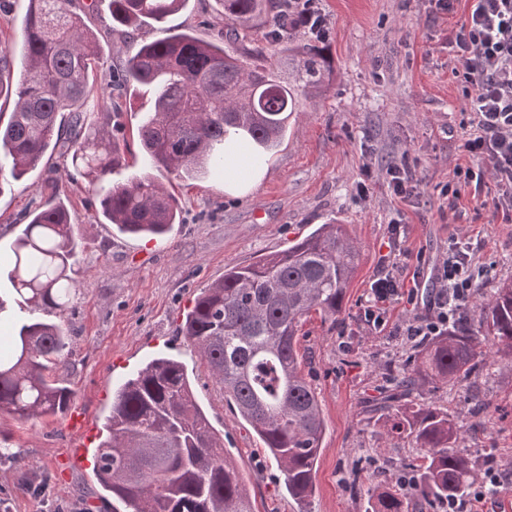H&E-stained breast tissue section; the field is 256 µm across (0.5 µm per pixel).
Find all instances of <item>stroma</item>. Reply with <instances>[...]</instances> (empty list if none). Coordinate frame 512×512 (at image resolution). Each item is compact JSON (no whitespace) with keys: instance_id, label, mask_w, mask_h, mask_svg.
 <instances>
[{"instance_id":"35a3bbf8","label":"stroma","mask_w":512,"mask_h":512,"mask_svg":"<svg viewBox=\"0 0 512 512\" xmlns=\"http://www.w3.org/2000/svg\"><path fill=\"white\" fill-rule=\"evenodd\" d=\"M327 20L321 48L328 76L315 93L301 97L281 146L266 156L263 174L240 195L224 180L182 178L164 171L156 179L178 200L180 222L162 238H134L101 216L99 200L109 186L150 170L138 128L153 97H113L91 113L92 127L112 133L116 162L104 181L93 182L73 167L65 143L50 149L22 182L0 191V335H10L28 310L20 309L6 276L13 245L35 208L63 204L79 244L73 276L75 297L60 316L72 336L60 370L94 425H102L112 392L150 358L182 362L195 399L224 439L227 460L242 474L253 512H300L276 460L205 371L197 350L182 336L186 308L225 267L247 265L286 250L317 225H346L361 250V266L338 321L318 313L304 317L298 351L304 377L316 389L325 422L314 477L312 512H364V495L350 491L352 471L368 476L389 460H412L405 439L382 434L369 411L379 404L397 369L414 366L412 341L397 327L424 313L420 303L394 299L383 306L385 325L368 331L363 312L378 262L387 251L388 225L401 222L400 268L423 266L433 277L448 241L469 239L473 260L487 268L475 290L490 296L512 280V221L493 207L494 183L482 188L458 181L456 167L474 165L464 151L467 100L452 73L448 34L465 21L470 5L454 12L434 0H316ZM97 38L100 53L119 65L132 41L112 26L106 0H76ZM21 5L0 8V46L9 48V77L22 74ZM216 0H187L183 10L139 34L154 40L188 31L205 41L223 39ZM414 169L421 179L408 197L394 194L382 171L390 162ZM369 194L360 198L359 181ZM455 185L456 195L445 192ZM482 371L468 385L423 383L418 401H432L454 415L464 433L461 450L512 469V359L483 349ZM490 401L474 411L475 398ZM0 435L18 462L0 463V499L7 512H112V496L92 469L67 476L56 469L68 435L61 417L20 420L0 414Z\"/></svg>"}]
</instances>
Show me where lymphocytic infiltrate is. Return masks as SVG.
Returning <instances> with one entry per match:
<instances>
[{"label":"lymphocytic infiltrate","instance_id":"obj_1","mask_svg":"<svg viewBox=\"0 0 512 512\" xmlns=\"http://www.w3.org/2000/svg\"><path fill=\"white\" fill-rule=\"evenodd\" d=\"M470 14L448 36L453 73L469 102L468 136L464 147L477 157V168H461L464 182L493 178L499 189L498 210L512 211V0H472ZM476 277L471 269L469 243L454 240L435 279V295L427 313L406 322L405 335L437 336L448 330L458 310L470 299ZM404 284L397 264L384 257L373 279L364 317L378 328L385 319L379 305L399 295Z\"/></svg>","mask_w":512,"mask_h":512}]
</instances>
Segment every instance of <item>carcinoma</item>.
<instances>
[{
  "label": "carcinoma",
  "instance_id": "1",
  "mask_svg": "<svg viewBox=\"0 0 512 512\" xmlns=\"http://www.w3.org/2000/svg\"><path fill=\"white\" fill-rule=\"evenodd\" d=\"M25 71L18 84L0 81L14 108L0 124V186L36 168L62 131L73 132L71 158L94 180L113 166L112 134L85 127L83 108L95 98L98 72L112 70L100 56L74 0H24ZM186 0H109L112 21L132 31L142 21L164 22ZM224 21L248 30L263 19L293 41L277 0H217ZM294 79L283 81L260 52L245 54L188 33L143 40L122 64L126 82L154 93V111L139 128L143 152L168 173L191 179L224 176V135L245 131L243 147L279 146L298 96L325 80V60L314 36L296 47ZM102 216L122 233L162 236L177 223V200L150 177L113 185L100 201ZM77 244L62 206L31 214L13 248L8 278L34 307L64 312L75 291L71 276ZM361 253L343 224H322L288 249L224 270L203 289L182 334L240 415L282 468L288 494L305 506L325 430L314 387L299 370L298 328L315 311L336 321ZM480 327L468 320L426 341L420 363L397 379L377 422L410 439L420 462L400 465L414 477L402 496L381 475L366 487L365 512H424L463 497L478 477L472 459L454 450L455 419L435 404L409 405L403 394L418 380L461 384L478 374L480 346L512 358V280L480 300ZM70 338L56 322L27 319L0 351V413L22 419L62 415L73 391L54 375L69 354ZM106 438L94 464L100 486L123 512H252L243 480L224 458L223 439L196 403L181 362L151 359L115 391L104 423Z\"/></svg>",
  "mask_w": 512,
  "mask_h": 512
}]
</instances>
